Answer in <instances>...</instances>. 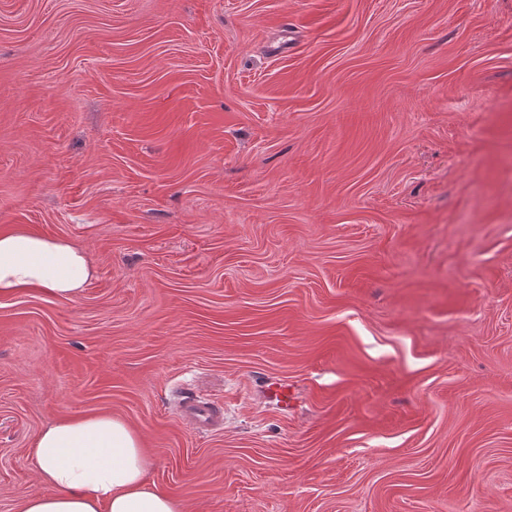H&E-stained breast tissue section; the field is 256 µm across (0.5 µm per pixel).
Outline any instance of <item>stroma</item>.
<instances>
[{
	"mask_svg": "<svg viewBox=\"0 0 512 512\" xmlns=\"http://www.w3.org/2000/svg\"><path fill=\"white\" fill-rule=\"evenodd\" d=\"M13 226L96 274L0 299V512L103 412L182 512H512V0H0ZM266 396L284 409L294 405L297 400L294 387L286 381L270 383L266 388ZM177 418L196 433H217L224 430V406L201 396L188 387L176 389Z\"/></svg>",
	"mask_w": 512,
	"mask_h": 512,
	"instance_id": "1",
	"label": "stroma"
}]
</instances>
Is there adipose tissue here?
Returning a JSON list of instances; mask_svg holds the SVG:
<instances>
[{
    "label": "adipose tissue",
    "mask_w": 512,
    "mask_h": 512,
    "mask_svg": "<svg viewBox=\"0 0 512 512\" xmlns=\"http://www.w3.org/2000/svg\"><path fill=\"white\" fill-rule=\"evenodd\" d=\"M93 276L85 254L67 240L21 226L0 230V298L34 289L72 298ZM32 455L51 491L24 497L19 512H181L150 480L145 444L121 417L62 418L37 435Z\"/></svg>",
    "instance_id": "1"
}]
</instances>
